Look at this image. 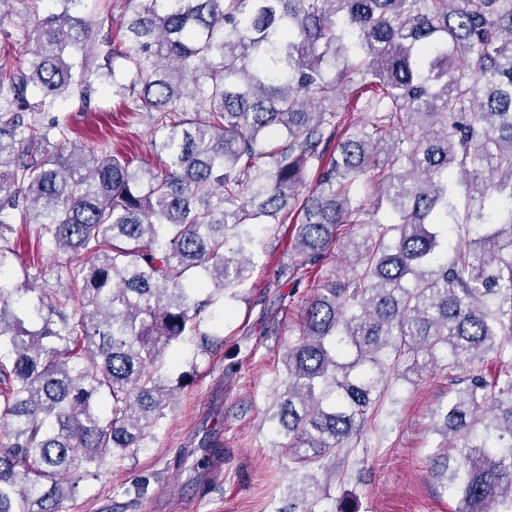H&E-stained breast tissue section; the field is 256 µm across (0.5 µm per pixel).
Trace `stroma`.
Returning a JSON list of instances; mask_svg holds the SVG:
<instances>
[{
	"mask_svg": "<svg viewBox=\"0 0 512 512\" xmlns=\"http://www.w3.org/2000/svg\"><path fill=\"white\" fill-rule=\"evenodd\" d=\"M57 9L58 0H13L0 20V61L16 63L13 47L30 31L31 12L43 16ZM55 116L66 117L70 142H92L142 165H163L150 147L151 116L126 112L111 88L99 89L90 109L61 98L39 119ZM348 232L340 226L339 241ZM257 241L246 289L214 308L212 353L187 342L167 362L164 375L180 388L154 439L134 457L113 462L100 478L83 479L65 503L67 512H286L293 502L310 512H337L342 505L354 512H456L458 503L432 463L435 453L448 449L436 413L461 376L445 365L410 384L399 379L404 365L396 363L383 377L379 410L359 434L321 462L291 460L270 420L283 389V353L300 334L306 299L347 269L338 241L296 283L280 275L293 247L291 227L260 225ZM9 245L17 253L12 277L35 268L40 287L65 282L64 254L34 248L29 230L17 229ZM212 433L224 445V458L203 490L195 451ZM142 483L147 492L136 494Z\"/></svg>",
	"mask_w": 512,
	"mask_h": 512,
	"instance_id": "1",
	"label": "stroma"
}]
</instances>
